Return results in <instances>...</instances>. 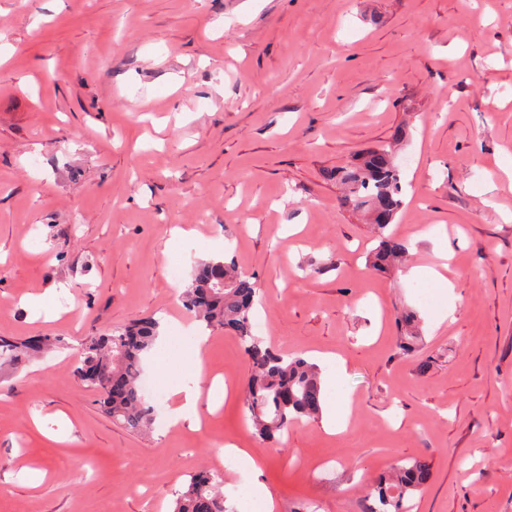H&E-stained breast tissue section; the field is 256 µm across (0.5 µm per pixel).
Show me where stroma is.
<instances>
[{"label":"stroma","mask_w":512,"mask_h":512,"mask_svg":"<svg viewBox=\"0 0 512 512\" xmlns=\"http://www.w3.org/2000/svg\"><path fill=\"white\" fill-rule=\"evenodd\" d=\"M406 159L379 232L328 169L393 141ZM512 0H0V336H60L0 368V512H171L189 476L260 467L275 512H363L399 461L432 477L414 512H512ZM235 258L275 349L345 366L344 430L274 444L241 418L247 362L181 296L183 260ZM447 262L449 290L414 267ZM51 293L35 315L24 296ZM418 320L399 349L402 311ZM160 321L152 432L114 422L72 375L79 343ZM201 345V426L170 385ZM223 395L209 398L212 382ZM407 253L405 241L393 234L382 236L379 246L370 253L369 266L379 273H387L400 263Z\"/></svg>","instance_id":"obj_1"}]
</instances>
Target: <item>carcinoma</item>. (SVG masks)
<instances>
[{
    "instance_id": "cac0c4a2",
    "label": "carcinoma",
    "mask_w": 512,
    "mask_h": 512,
    "mask_svg": "<svg viewBox=\"0 0 512 512\" xmlns=\"http://www.w3.org/2000/svg\"><path fill=\"white\" fill-rule=\"evenodd\" d=\"M325 178L344 186L345 203L371 215L381 232L402 205L400 171L386 144L360 153L348 166L326 171ZM407 253L405 241L393 234L384 236L370 253L369 266L386 273ZM259 295L257 282L239 272L234 262L212 261L197 267L182 300L206 328L235 334L248 364L243 415L261 439L275 442L288 427L321 416L322 370L300 355L275 351L253 332ZM159 327L155 319L134 321L106 336H88L78 349L74 376L99 394L106 415L132 430H145L154 423V409L142 392L140 377ZM63 346L57 336L23 340L0 336V362L19 369ZM430 478V466L422 458L394 464L370 489L364 512H413V497L423 492ZM222 485L209 471L191 475L187 490L175 500L174 512H226Z\"/></svg>"
}]
</instances>
